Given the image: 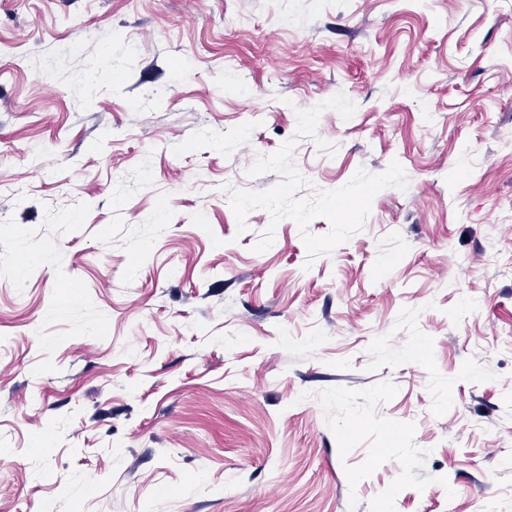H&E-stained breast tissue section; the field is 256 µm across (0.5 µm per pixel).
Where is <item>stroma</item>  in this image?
Listing matches in <instances>:
<instances>
[{
	"instance_id": "35a3bbf8",
	"label": "stroma",
	"mask_w": 512,
	"mask_h": 512,
	"mask_svg": "<svg viewBox=\"0 0 512 512\" xmlns=\"http://www.w3.org/2000/svg\"><path fill=\"white\" fill-rule=\"evenodd\" d=\"M0 512H512V0H0Z\"/></svg>"
}]
</instances>
